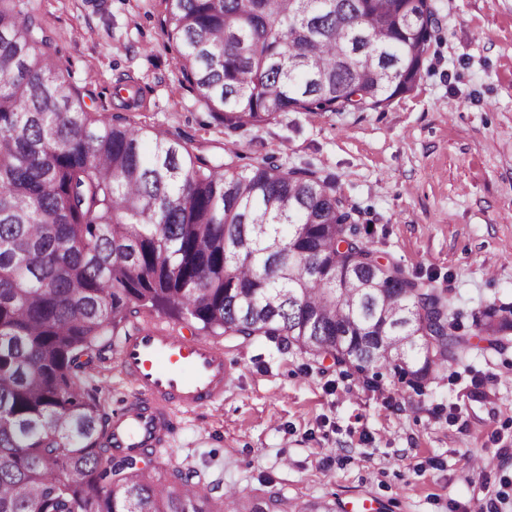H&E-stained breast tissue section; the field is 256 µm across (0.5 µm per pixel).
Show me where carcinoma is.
<instances>
[{
  "mask_svg": "<svg viewBox=\"0 0 512 512\" xmlns=\"http://www.w3.org/2000/svg\"><path fill=\"white\" fill-rule=\"evenodd\" d=\"M182 82L224 120L377 110L412 93L436 0H163ZM22 0H0V512H224L112 453L80 359L139 306L213 332L319 351L415 394L477 336L512 331L490 303L449 319L433 281L383 263L356 209L310 168L213 162L129 116L93 117ZM419 344L402 360L412 327ZM75 472L80 480L64 477ZM120 477L122 487L103 489ZM277 491L234 512H287Z\"/></svg>",
  "mask_w": 512,
  "mask_h": 512,
  "instance_id": "cac0c4a2",
  "label": "carcinoma"
}]
</instances>
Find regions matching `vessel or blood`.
<instances>
[{
	"mask_svg": "<svg viewBox=\"0 0 512 512\" xmlns=\"http://www.w3.org/2000/svg\"><path fill=\"white\" fill-rule=\"evenodd\" d=\"M119 360L134 393L112 412V450L120 455L165 447L178 413L223 402L231 371L223 349L159 324L134 325Z\"/></svg>",
	"mask_w": 512,
	"mask_h": 512,
	"instance_id": "obj_1",
	"label": "vessel or blood"
}]
</instances>
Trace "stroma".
Segmentation results:
<instances>
[{
  "label": "stroma",
  "instance_id": "1",
  "mask_svg": "<svg viewBox=\"0 0 512 512\" xmlns=\"http://www.w3.org/2000/svg\"><path fill=\"white\" fill-rule=\"evenodd\" d=\"M25 2L91 111L115 112V85L133 78L143 106L132 118L152 133L242 167L274 153L330 176L383 261L433 276L465 327L485 305L512 303V0H437L441 38L408 96L374 111L284 112L232 136L182 85L157 0ZM134 320L209 340L231 364L223 402L179 416L168 449L148 452L156 475L178 468L205 492L275 490L336 512H512V333L475 341L419 396L389 378L369 386L296 344L148 306ZM119 344L102 336L80 372L106 415L132 393Z\"/></svg>",
  "mask_w": 512,
  "mask_h": 512
}]
</instances>
